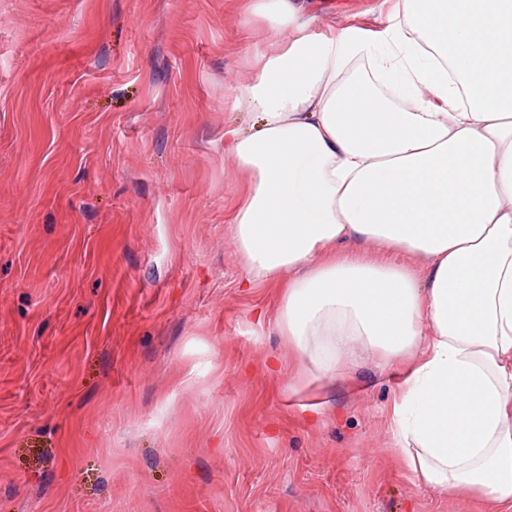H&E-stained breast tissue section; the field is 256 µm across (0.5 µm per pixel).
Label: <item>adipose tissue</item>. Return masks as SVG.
I'll return each instance as SVG.
<instances>
[{"label":"adipose tissue","mask_w":512,"mask_h":512,"mask_svg":"<svg viewBox=\"0 0 512 512\" xmlns=\"http://www.w3.org/2000/svg\"><path fill=\"white\" fill-rule=\"evenodd\" d=\"M286 41L232 93L230 232L279 288L299 385L369 355L402 377L397 456L424 486L512 504V0H398L326 35L307 0H248ZM377 243L422 271L367 259Z\"/></svg>","instance_id":"ef3b65f1"}]
</instances>
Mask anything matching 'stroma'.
<instances>
[{"instance_id":"35a3bbf8","label":"stroma","mask_w":512,"mask_h":512,"mask_svg":"<svg viewBox=\"0 0 512 512\" xmlns=\"http://www.w3.org/2000/svg\"><path fill=\"white\" fill-rule=\"evenodd\" d=\"M393 0H312L318 31ZM243 0H0V512H497L420 487L364 360L309 422L229 225Z\"/></svg>"}]
</instances>
